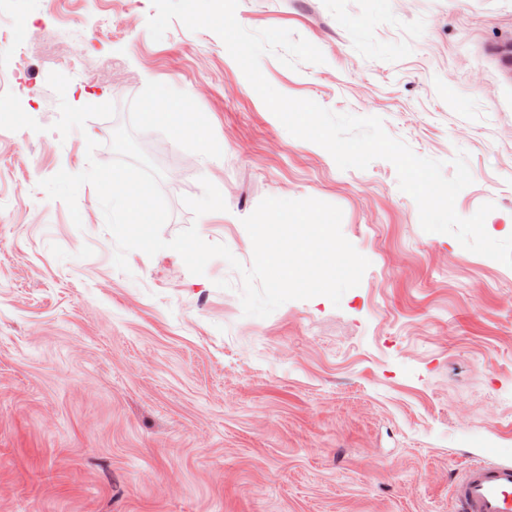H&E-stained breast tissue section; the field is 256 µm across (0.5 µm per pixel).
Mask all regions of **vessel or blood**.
I'll list each match as a JSON object with an SVG mask.
<instances>
[{
	"mask_svg": "<svg viewBox=\"0 0 512 512\" xmlns=\"http://www.w3.org/2000/svg\"><path fill=\"white\" fill-rule=\"evenodd\" d=\"M455 512H512V465L478 459L454 487Z\"/></svg>",
	"mask_w": 512,
	"mask_h": 512,
	"instance_id": "vessel-or-blood-1",
	"label": "vessel or blood"
}]
</instances>
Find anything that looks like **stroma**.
<instances>
[{
    "instance_id": "obj_1",
    "label": "stroma",
    "mask_w": 512,
    "mask_h": 512,
    "mask_svg": "<svg viewBox=\"0 0 512 512\" xmlns=\"http://www.w3.org/2000/svg\"><path fill=\"white\" fill-rule=\"evenodd\" d=\"M153 13L0 0V34L34 36L0 69L42 126L0 129V512H454L473 459L512 462V268L424 232L391 162L342 170L289 134L214 32L176 20L154 41ZM236 18L322 51L294 70L263 56L280 93L380 117L448 177L466 152L457 213L493 204L487 233L512 235V0H239ZM71 69L67 101L116 115L63 139L47 77ZM150 81L187 93L223 152L139 134L164 174L163 239L193 225L248 266L242 220L262 199L334 204L370 261L340 305L247 317L225 260L194 275L170 249L131 251L122 272L91 185L78 226L48 199L41 180L114 159Z\"/></svg>"
}]
</instances>
